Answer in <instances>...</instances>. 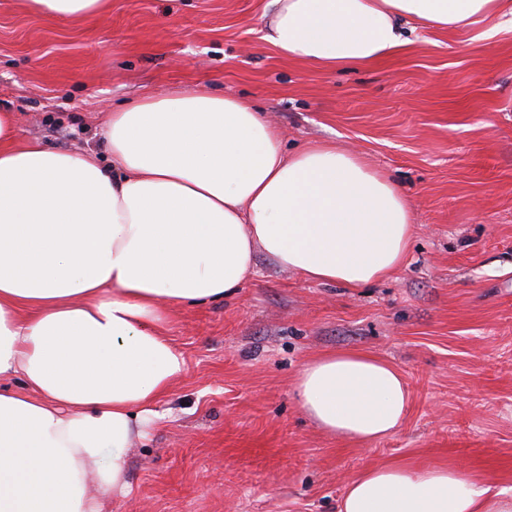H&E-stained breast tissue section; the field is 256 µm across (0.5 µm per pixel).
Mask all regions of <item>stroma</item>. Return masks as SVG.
<instances>
[{
	"label": "stroma",
	"instance_id": "35a3bbf8",
	"mask_svg": "<svg viewBox=\"0 0 512 512\" xmlns=\"http://www.w3.org/2000/svg\"><path fill=\"white\" fill-rule=\"evenodd\" d=\"M269 0H109L64 20L0 0V109L17 139L103 152L108 112L175 90L249 100L295 151L332 141L412 206L405 264L365 288L303 279L265 254L227 299L176 307L186 369L128 454L112 512H337L347 482L395 460L462 466L512 489V32L420 30L398 54L323 70L263 38ZM363 350L411 391L367 445L303 414L312 359Z\"/></svg>",
	"mask_w": 512,
	"mask_h": 512
}]
</instances>
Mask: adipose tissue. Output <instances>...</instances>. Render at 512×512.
<instances>
[{
  "label": "adipose tissue",
  "mask_w": 512,
  "mask_h": 512,
  "mask_svg": "<svg viewBox=\"0 0 512 512\" xmlns=\"http://www.w3.org/2000/svg\"><path fill=\"white\" fill-rule=\"evenodd\" d=\"M512 24V0H270L264 38L325 70L388 59L406 29ZM0 110V512H107L127 457L185 371L174 307L233 296L263 250L305 279L361 288L405 262L412 207L393 178L332 142L290 152L249 103L182 91L110 113L111 164L18 142ZM20 378L21 389L7 380ZM324 433L395 434L409 391L361 350L295 381ZM339 512H512V493L454 465L389 462Z\"/></svg>",
  "instance_id": "1"
}]
</instances>
